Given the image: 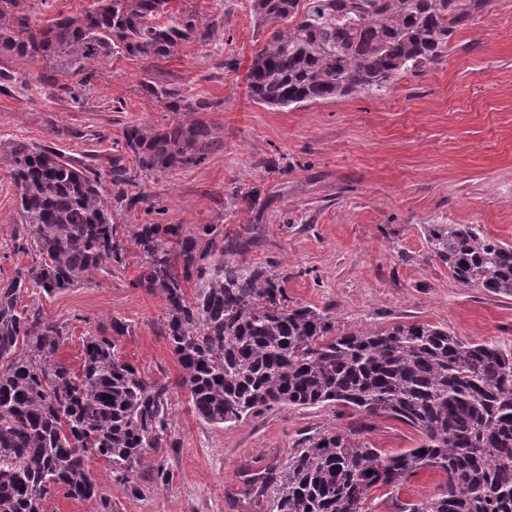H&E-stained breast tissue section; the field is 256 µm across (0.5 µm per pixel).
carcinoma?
I'll return each mask as SVG.
<instances>
[{
	"instance_id": "obj_1",
	"label": "carcinoma",
	"mask_w": 512,
	"mask_h": 512,
	"mask_svg": "<svg viewBox=\"0 0 512 512\" xmlns=\"http://www.w3.org/2000/svg\"><path fill=\"white\" fill-rule=\"evenodd\" d=\"M172 0H110L102 8L45 22L30 0H0V61L45 62L37 80L77 100L81 82L112 58L147 62L182 42L207 43L198 16ZM487 0H253L269 37L246 74L252 100L288 108L381 93L439 62L454 33ZM169 112H208L213 104L143 81ZM124 146L136 166L112 157L115 197L144 176L196 164L211 145L208 127L184 119L155 130L132 125ZM7 163L19 190L18 248L36 265L0 285V512H45L57 489L107 512L89 462L110 464L123 483L171 440L170 385L151 382L118 356L114 321L86 338L79 369L56 358L64 327L22 304L30 289L76 288L95 270L142 259L138 286L166 302L165 333L179 365L177 385L205 423L226 427L276 406H333L348 417L386 415L415 429L417 447L389 455L364 426L304 437L282 469L247 479L255 507L273 488V512H362L375 487L395 493L419 471L445 476L424 503L398 512H512V349L464 342L448 328L396 323L379 331L341 328L336 315L288 306L287 278L238 257L252 238L222 224H139L122 240L100 174L77 168L50 147L15 144ZM428 251L462 285L512 297V245L474 224H426ZM195 281L193 295L185 283Z\"/></svg>"
}]
</instances>
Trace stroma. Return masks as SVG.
<instances>
[{
  "label": "stroma",
  "instance_id": "1",
  "mask_svg": "<svg viewBox=\"0 0 512 512\" xmlns=\"http://www.w3.org/2000/svg\"><path fill=\"white\" fill-rule=\"evenodd\" d=\"M213 27L209 43L183 42L148 63L115 57L77 99L36 82L38 66L6 63L0 81V284L34 265L18 249L19 193L7 156L24 141L50 146L110 184L114 148L131 124L157 129L175 118L146 96L145 79L213 103L198 113L213 145L203 162L145 182L149 206L113 209L124 231L136 225H256L245 263L275 267L288 278L290 304L334 313L347 329L378 331L398 322L443 325L465 342L512 346V297L454 280L430 257L427 224H474L512 244V0L486 5L451 39L426 72L379 94L276 109L249 96L246 73L264 43L251 0H179ZM265 209L246 211L244 192ZM141 260L95 271L88 283L25 304L64 326L58 358L80 365L88 336L111 322L128 325L118 352L147 379L172 383V435L136 470L132 485L92 459L90 472L112 512H252L244 477L285 466L299 439L342 425L335 408L275 407L230 427L204 423L178 388V363L164 333L165 302L138 285ZM369 443L390 454L416 447L418 433L395 419L370 420ZM167 473L156 479L157 469Z\"/></svg>",
  "mask_w": 512,
  "mask_h": 512
}]
</instances>
